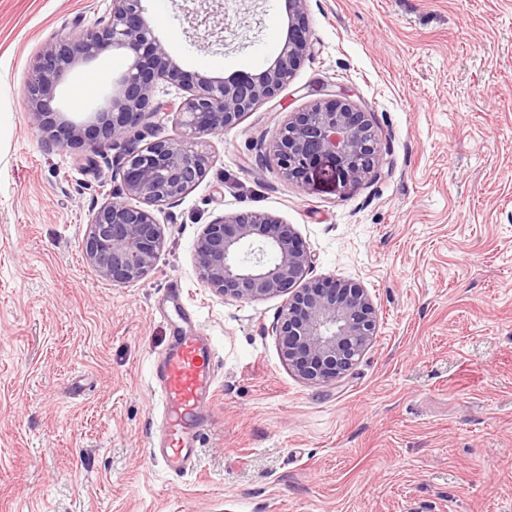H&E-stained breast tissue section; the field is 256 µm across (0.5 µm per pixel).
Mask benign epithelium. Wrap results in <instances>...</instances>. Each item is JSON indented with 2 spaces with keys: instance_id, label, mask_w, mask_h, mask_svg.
<instances>
[{
  "instance_id": "benign-epithelium-1",
  "label": "benign epithelium",
  "mask_w": 512,
  "mask_h": 512,
  "mask_svg": "<svg viewBox=\"0 0 512 512\" xmlns=\"http://www.w3.org/2000/svg\"><path fill=\"white\" fill-rule=\"evenodd\" d=\"M305 0H288V34L271 65L258 74L223 79L187 74L153 33L143 0H112L103 26L47 44L27 83L31 116L53 141L80 144L86 129L58 124L56 90L65 75L112 49L128 59L109 106L94 113L100 121L90 148L123 141L148 112L172 113L181 135L128 150L123 163V201L103 204L92 217L83 253L97 273L116 285L141 281L155 267L165 235L155 209L184 196L206 172L209 155L199 140L223 132L246 113L274 97L310 54ZM182 17L196 38L224 41L228 19H215L210 0H183ZM168 79L182 86L178 101L153 102L154 84ZM378 127L345 92L327 94L291 112L280 129L274 156L282 175L305 180L325 159L347 189L382 165ZM137 204L132 205L130 201ZM273 260H265L267 254ZM194 263L204 285L216 294L243 301L285 295L272 334L284 362L312 383L342 378L374 337L375 310L360 285L326 278L310 281L314 256L292 228L276 216L246 212L206 225L196 240Z\"/></svg>"
}]
</instances>
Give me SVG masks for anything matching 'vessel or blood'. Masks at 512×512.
<instances>
[{
    "label": "vessel or blood",
    "instance_id": "1",
    "mask_svg": "<svg viewBox=\"0 0 512 512\" xmlns=\"http://www.w3.org/2000/svg\"><path fill=\"white\" fill-rule=\"evenodd\" d=\"M166 304L172 305L180 323L171 347L155 367L163 418L159 454L171 472L191 468L197 442L211 423L203 409L216 396L214 349L208 337L184 306V290L171 284Z\"/></svg>",
    "mask_w": 512,
    "mask_h": 512
}]
</instances>
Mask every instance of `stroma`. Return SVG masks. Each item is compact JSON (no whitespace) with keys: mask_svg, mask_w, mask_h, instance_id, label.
<instances>
[{"mask_svg":"<svg viewBox=\"0 0 512 512\" xmlns=\"http://www.w3.org/2000/svg\"><path fill=\"white\" fill-rule=\"evenodd\" d=\"M177 2L143 6L190 74L261 72L288 28L284 0H214L230 28L207 44ZM111 13L112 0H0V512H512V0H306L310 55L206 137L203 177L155 212L156 266L125 286L82 249L121 197L123 146L51 144L26 98L41 48ZM126 65L108 50L75 68L62 118H89ZM324 85L382 132L379 175L350 190L327 164L288 180L273 152ZM250 211L293 227L312 278L368 292L374 339L338 381L282 361L284 297L224 299L200 281L202 229ZM173 280L217 361L213 422L183 476L151 451Z\"/></svg>","mask_w":512,"mask_h":512,"instance_id":"obj_1","label":"stroma"}]
</instances>
